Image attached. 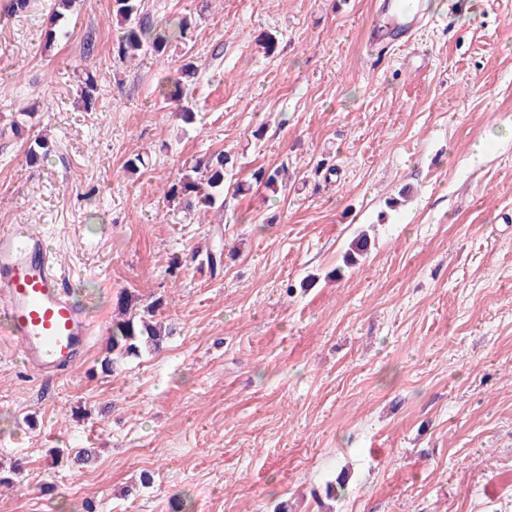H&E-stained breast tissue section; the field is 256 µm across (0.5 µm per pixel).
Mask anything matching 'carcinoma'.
I'll return each instance as SVG.
<instances>
[{
	"label": "carcinoma",
	"mask_w": 512,
	"mask_h": 512,
	"mask_svg": "<svg viewBox=\"0 0 512 512\" xmlns=\"http://www.w3.org/2000/svg\"><path fill=\"white\" fill-rule=\"evenodd\" d=\"M112 12L117 23L124 26L117 54L125 61L137 60L147 54L161 57L172 42L185 44L190 41L195 28L194 21L187 16L170 18L162 24L155 22L144 9V0H112ZM192 92L190 85L180 79L156 88L157 98L165 103H183ZM95 102L96 85L88 74L81 88L80 107L88 112ZM230 162L231 159L221 153L196 160L182 170L166 195L178 199L182 208L190 212H208L214 208L216 198L224 193V173ZM252 179L256 185L275 192L288 180V167L259 168L253 172ZM191 260L214 273L224 266V246L213 241L206 248L195 250ZM138 303V297L127 291L117 298L116 308L121 312V318L112 322V356L101 361L102 372L115 371L120 360L138 355L143 346L161 349L173 334V329L155 320V313L163 306L161 299L141 308Z\"/></svg>",
	"instance_id": "1"
}]
</instances>
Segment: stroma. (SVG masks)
Segmentation results:
<instances>
[{
	"instance_id": "1",
	"label": "stroma",
	"mask_w": 512,
	"mask_h": 512,
	"mask_svg": "<svg viewBox=\"0 0 512 512\" xmlns=\"http://www.w3.org/2000/svg\"><path fill=\"white\" fill-rule=\"evenodd\" d=\"M8 2L0 226L44 234L95 327L48 381L0 339V468L23 464L0 512H325L342 472L334 512H512V0H424L437 25L389 51L369 42L375 0H146L194 37L131 63L112 0L57 22L54 0ZM188 57L190 124L155 93ZM220 151L232 180L284 165L287 187L203 216L164 198ZM218 232L213 275L189 257ZM124 290L163 298L174 333L105 375Z\"/></svg>"
}]
</instances>
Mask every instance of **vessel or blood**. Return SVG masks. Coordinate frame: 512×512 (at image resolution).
<instances>
[{
  "instance_id": "1",
  "label": "vessel or blood",
  "mask_w": 512,
  "mask_h": 512,
  "mask_svg": "<svg viewBox=\"0 0 512 512\" xmlns=\"http://www.w3.org/2000/svg\"><path fill=\"white\" fill-rule=\"evenodd\" d=\"M376 10L387 17L385 24L369 28L377 46L413 43L422 27L436 22L417 2L403 8L398 0H381ZM64 281L43 237L21 224L0 228V334L40 377L74 373L88 353L92 324Z\"/></svg>"
}]
</instances>
